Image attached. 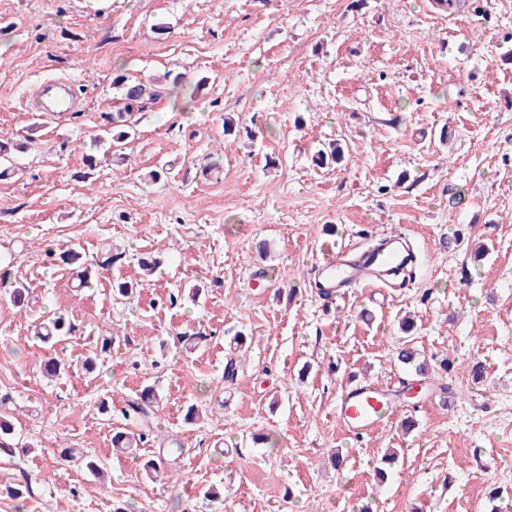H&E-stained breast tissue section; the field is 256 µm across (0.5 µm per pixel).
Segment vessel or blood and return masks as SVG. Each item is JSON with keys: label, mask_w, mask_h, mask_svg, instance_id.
Returning <instances> with one entry per match:
<instances>
[{"label": "vessel or blood", "mask_w": 512, "mask_h": 512, "mask_svg": "<svg viewBox=\"0 0 512 512\" xmlns=\"http://www.w3.org/2000/svg\"><path fill=\"white\" fill-rule=\"evenodd\" d=\"M38 96L46 111L59 115L75 112L79 97L73 84L66 79L51 78L39 86ZM410 247L403 233L384 235L379 245L362 252H352L344 246L326 253L318 263L316 286L329 299H339L361 288L379 285L397 287V280L388 273L401 265ZM445 391L435 379L395 378L387 383L364 381L346 387L336 406V419L351 436L360 438L386 427L403 406L402 397L417 393L419 406L433 404Z\"/></svg>", "instance_id": "b4317fda"}]
</instances>
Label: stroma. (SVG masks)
Segmentation results:
<instances>
[{
  "label": "stroma",
  "instance_id": "stroma-1",
  "mask_svg": "<svg viewBox=\"0 0 512 512\" xmlns=\"http://www.w3.org/2000/svg\"><path fill=\"white\" fill-rule=\"evenodd\" d=\"M462 2L0 0V134L35 130L0 176V274L31 293L22 312L0 299V415L32 445L0 456V512H512V0ZM170 70L182 89L122 156L87 166L114 74ZM46 76L80 86L81 112L33 120ZM333 140L343 161L315 166ZM394 230L423 259L409 288L318 296L324 252ZM70 251L103 264L90 286ZM143 257L160 261L147 280ZM117 281L136 283L131 300L113 299ZM62 312L77 332L43 344L35 325ZM406 315L453 404L353 439L338 396L414 373L394 359ZM184 332L204 340L185 350ZM101 336L114 343L96 373L42 377L45 358L79 361ZM148 384L151 439L116 452ZM68 447L105 479L62 459ZM163 447L173 476L153 482L141 462ZM25 477L32 497H9ZM127 414L138 419L139 425L148 423L154 417L159 407V399L154 389L150 386H145L140 390L139 394L127 401Z\"/></svg>",
  "mask_w": 512,
  "mask_h": 512
}]
</instances>
